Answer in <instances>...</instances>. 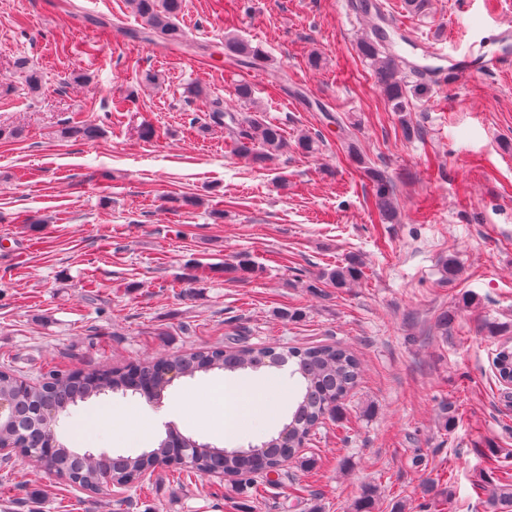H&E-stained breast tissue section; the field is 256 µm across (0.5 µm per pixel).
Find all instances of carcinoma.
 <instances>
[{
	"mask_svg": "<svg viewBox=\"0 0 512 512\" xmlns=\"http://www.w3.org/2000/svg\"><path fill=\"white\" fill-rule=\"evenodd\" d=\"M131 3L145 22L144 37H159L165 43L181 48L188 46L186 33L176 22L183 0H131ZM362 9L370 15L372 23L361 37L358 49L372 69L376 86L392 111L406 112L410 95L427 91V78L436 74V68L405 62L397 51V42L388 34L392 25L381 15L379 7L365 3ZM224 54L244 67H251L263 59L259 47L235 38L224 42ZM405 69L416 78L415 84H408L402 76ZM226 115L227 100L212 99L209 123L222 126ZM231 120L235 124L233 151L248 162H261L267 152L276 151L285 144L282 129L256 114L241 118L233 116ZM97 133L98 127L83 121L66 129V135L74 139H90ZM364 175L372 184L374 206L381 222L392 220L396 208L390 179L375 166L364 167ZM360 274L358 262L352 260L324 273V277L334 287L344 288ZM288 363L291 364L288 379L291 380L293 404L281 429L265 435L260 441L259 446L265 448L260 465L255 457L256 445L251 442L224 448L201 443L175 427L150 448L126 454H96L87 448H71L63 439L52 437L45 422L48 415L67 425L81 404L102 395L126 398L153 392L162 397L172 383L171 372L190 378L215 371L276 373ZM494 366L497 378L512 375L511 345L505 342L499 346ZM360 375L361 363L355 351L337 342L287 349L272 345L247 347L231 342L223 347L172 355L153 363L137 362L123 368H104L88 373L74 371L65 377H51L27 386L21 385L13 374L1 370L0 392L14 396L17 409L13 421L0 424V440L21 445L27 457L40 469L64 474L71 483L93 493L99 491L100 481L106 474L112 476L114 484L131 488L142 472L160 466L168 449L176 443L196 444L198 450L192 454L190 469L201 475L222 471L225 481L240 492L248 488L252 475L260 467L265 469L266 482L276 483L274 477L280 476V467L297 454L298 441L310 436L324 419L341 418L343 401L357 385ZM375 504V490L366 486L357 501L356 512H373ZM487 505L491 512H512V481L507 479L491 486Z\"/></svg>",
	"mask_w": 512,
	"mask_h": 512,
	"instance_id": "obj_1",
	"label": "carcinoma"
}]
</instances>
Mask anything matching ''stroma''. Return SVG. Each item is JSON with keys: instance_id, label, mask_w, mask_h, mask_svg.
I'll use <instances>...</instances> for the list:
<instances>
[{"instance_id": "stroma-1", "label": "stroma", "mask_w": 512, "mask_h": 512, "mask_svg": "<svg viewBox=\"0 0 512 512\" xmlns=\"http://www.w3.org/2000/svg\"><path fill=\"white\" fill-rule=\"evenodd\" d=\"M360 2L185 0L178 23L210 48L200 56L131 37L143 21L130 0H0V368L35 383L233 338L338 341L362 362L344 417L300 451L311 466L286 462L278 483L258 476L238 494L163 466L140 488L91 493L18 456L0 464V512H355L367 484L374 512H485L486 481L512 468V400L492 366L512 340V39L499 70L432 83L401 116L358 52L370 21ZM380 2L400 54L419 64L431 46L457 58L512 30V0H430L421 15ZM230 37L260 47L263 62H230ZM21 59L43 72L38 92ZM149 70L161 84L142 82ZM242 82L252 98L231 101L232 113L260 110L288 142L259 164L205 120L208 101ZM78 121L99 136L67 138ZM302 132L319 136L317 153L295 147ZM348 135L394 183L395 220L380 221ZM240 256L252 273L229 271ZM352 257L359 280L322 279ZM288 310L300 318L282 319ZM223 379L176 380L160 405L136 398L114 425L99 415L124 399L90 401L72 437L123 451L173 424L230 448L278 429L288 392L261 373L233 381L272 396L265 411L244 410L223 435L198 424V403Z\"/></svg>"}]
</instances>
